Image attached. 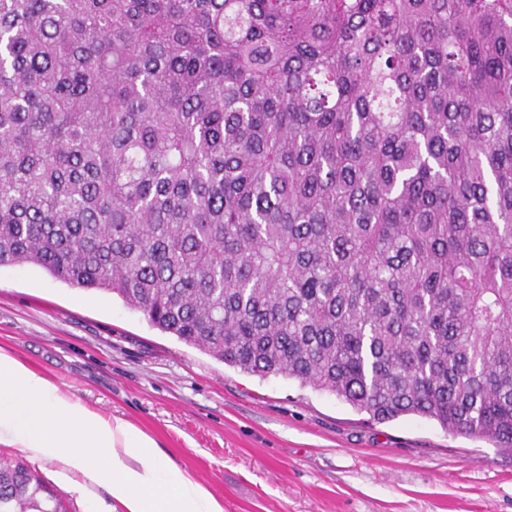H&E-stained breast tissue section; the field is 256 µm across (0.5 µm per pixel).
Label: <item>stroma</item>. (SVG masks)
Returning a JSON list of instances; mask_svg holds the SVG:
<instances>
[{
  "instance_id": "35a3bbf8",
  "label": "stroma",
  "mask_w": 512,
  "mask_h": 512,
  "mask_svg": "<svg viewBox=\"0 0 512 512\" xmlns=\"http://www.w3.org/2000/svg\"><path fill=\"white\" fill-rule=\"evenodd\" d=\"M0 348L153 436L224 512H512V451L416 415L378 423L297 380L244 373L32 265L0 267ZM0 454L21 456L5 443ZM24 459L67 512L118 508L111 488L79 473L60 483L58 461Z\"/></svg>"
}]
</instances>
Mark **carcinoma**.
<instances>
[{
	"instance_id": "cac0c4a2",
	"label": "carcinoma",
	"mask_w": 512,
	"mask_h": 512,
	"mask_svg": "<svg viewBox=\"0 0 512 512\" xmlns=\"http://www.w3.org/2000/svg\"><path fill=\"white\" fill-rule=\"evenodd\" d=\"M6 265L512 449V0H0Z\"/></svg>"
}]
</instances>
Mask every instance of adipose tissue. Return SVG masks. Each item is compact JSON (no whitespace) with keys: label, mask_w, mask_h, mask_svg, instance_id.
Masks as SVG:
<instances>
[{"label":"adipose tissue","mask_w":512,"mask_h":512,"mask_svg":"<svg viewBox=\"0 0 512 512\" xmlns=\"http://www.w3.org/2000/svg\"><path fill=\"white\" fill-rule=\"evenodd\" d=\"M60 460L59 480L108 484L123 512H224L211 491L120 416L106 417L0 349V444Z\"/></svg>","instance_id":"ef3b65f1"}]
</instances>
